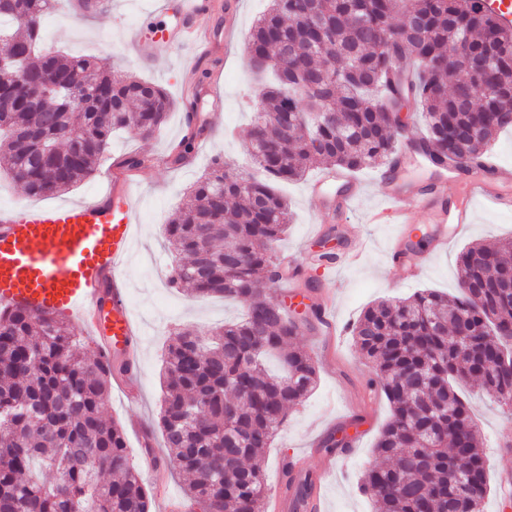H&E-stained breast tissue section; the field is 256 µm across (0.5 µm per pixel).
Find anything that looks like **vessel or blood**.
I'll return each instance as SVG.
<instances>
[{"mask_svg": "<svg viewBox=\"0 0 512 512\" xmlns=\"http://www.w3.org/2000/svg\"><path fill=\"white\" fill-rule=\"evenodd\" d=\"M162 10H174L176 27L158 30V40L183 47L200 36V20L209 10L208 0H162ZM468 204L447 209L437 204L443 182L412 192L400 188L390 174H382V205L371 214L406 223L414 208L432 213L436 224L464 228L473 221L471 202L483 201L495 209L512 211V196L498 191L512 182V169L497 162L468 167L465 171ZM141 206L130 178H116L105 200H86L40 208L18 207L0 212V306H19L35 314H74L93 335L103 358L121 349L130 371L141 364L140 331L130 310L126 283L119 269L132 246L133 226ZM403 235L394 236L388 254L406 279L421 276L403 248Z\"/></svg>", "mask_w": 512, "mask_h": 512, "instance_id": "vessel-or-blood-1", "label": "vessel or blood"}]
</instances>
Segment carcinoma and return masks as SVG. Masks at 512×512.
Segmentation results:
<instances>
[{"mask_svg": "<svg viewBox=\"0 0 512 512\" xmlns=\"http://www.w3.org/2000/svg\"><path fill=\"white\" fill-rule=\"evenodd\" d=\"M270 2L247 42L274 76L250 130L258 173L214 160L165 225L170 250L187 257L172 267L171 285L245 307L242 319L209 334L174 333L164 360L167 455L159 465L191 477L187 494L198 512H263L260 455L315 384L310 355L290 347L299 319L267 296L274 247L292 220L276 184L318 164L350 173L392 167L397 108L421 113L412 153L438 170L484 161L494 134L512 129V113L493 105L495 96L512 98V28L483 0ZM53 3L0 0V21H14L0 28V55L17 51L33 87L22 100L0 87V146L6 171L35 197L90 178L115 130L148 137L175 108L154 83L41 46ZM458 42L468 50L448 54ZM384 43L412 69L379 51ZM487 57L489 72L480 68ZM480 83L492 99L463 106ZM206 132L194 128L165 162L183 164ZM458 267L457 295L380 300L352 328L375 363L370 385L391 406L375 446L382 463L360 478L374 512H483L486 455L453 382L476 381L512 408V294L497 287L512 274V238L467 247ZM463 315L469 336L457 335ZM124 371L120 361L82 359L64 318L0 307V512H151L124 431L103 415L111 378ZM450 460L470 474L466 486L448 484ZM38 465L54 478L34 474Z\"/></svg>", "mask_w": 512, "mask_h": 512, "instance_id": "carcinoma-1", "label": "carcinoma"}]
</instances>
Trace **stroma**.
Masks as SVG:
<instances>
[{
    "label": "stroma",
    "instance_id": "stroma-1",
    "mask_svg": "<svg viewBox=\"0 0 512 512\" xmlns=\"http://www.w3.org/2000/svg\"><path fill=\"white\" fill-rule=\"evenodd\" d=\"M97 2L96 11L83 13L76 9L75 0H57L42 23L44 44L89 57L102 68L151 80L165 88L178 105L166 126L151 137L143 138L132 131L115 132L95 175L68 192L30 197L0 169V210L27 203L50 206L103 197L111 189L110 171L123 167L129 156L155 158L154 166L130 172L142 199L131 253L124 266L129 306L142 331L139 402L130 404L125 392L114 386L104 410L108 419L123 425L132 462L146 480L150 477L149 461L142 435L151 433L153 447H160V370L173 328L219 327L241 314L239 307L221 298L190 297L171 287L169 277L175 257L162 228L180 206L186 189L208 169L212 158L223 156L236 170L250 166L249 132L260 89L247 63L246 43L253 20L269 0H213V10L203 20L212 34V51L203 56L192 45L176 48L159 42L155 45V60L147 67L137 62L127 45L129 29L139 28L151 37L157 29L172 25L174 16L142 15L140 5H128L127 0ZM190 58L195 61L196 71L209 73L203 85H195L184 76V66ZM192 91L198 98L195 113L199 120L208 122L211 131L198 141L188 162L170 166L164 158L188 130L187 112L179 102ZM210 96L222 101V111H209L206 99ZM380 173L377 167L357 172L359 194L337 216L330 207L337 198V188L327 190L329 204L324 207L310 197L308 180L279 186L291 204L293 221L276 249L301 263L302 301L295 309L305 312L307 305L317 302L324 291H334L338 335L335 343H328L320 334V322L315 320L297 337V345L314 360L316 384L301 404L288 410L284 424L265 449L264 479L267 488H283L282 463L295 462L296 472L320 480L322 512H373L370 495L362 493L358 483L362 472L376 462L374 445L390 417L384 394L369 385L374 367L356 346L352 326L366 308L384 298L405 299L427 288L455 294L460 252L474 243L492 244L512 237V213L475 203L472 224L463 232L449 234L448 243L440 252L422 247L426 258L423 274L413 281H403L386 251L396 232L395 225L369 221L381 197L377 183ZM352 225L359 227L365 246L361 257L347 264L343 258L353 246L347 234ZM325 251L337 254V262L328 266L314 264V256ZM462 391L485 440L490 490L484 512H512L504 502L505 497L512 496V416L492 403L477 385L467 384ZM342 429L354 438L353 447L345 454L326 453L324 440Z\"/></svg>",
    "mask_w": 512,
    "mask_h": 512
}]
</instances>
